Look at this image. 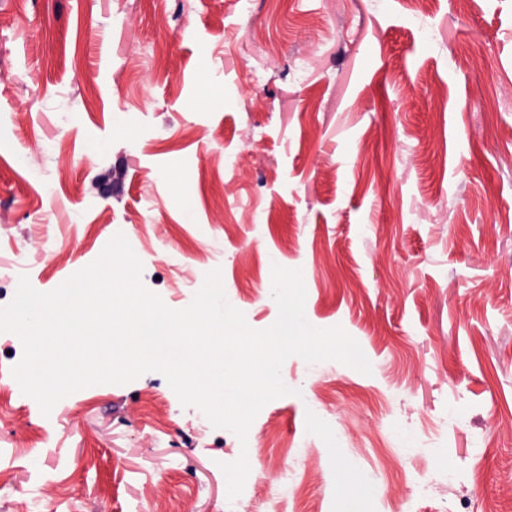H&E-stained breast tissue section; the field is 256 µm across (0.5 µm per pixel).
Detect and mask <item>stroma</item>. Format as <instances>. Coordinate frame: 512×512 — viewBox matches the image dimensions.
<instances>
[{
    "mask_svg": "<svg viewBox=\"0 0 512 512\" xmlns=\"http://www.w3.org/2000/svg\"><path fill=\"white\" fill-rule=\"evenodd\" d=\"M119 232L168 307L217 268L257 330L300 270L372 372L288 357L242 442L158 372L43 415L0 332V512H268L231 506L242 454L288 512L450 466L417 512L512 499V0H0V307Z\"/></svg>",
    "mask_w": 512,
    "mask_h": 512,
    "instance_id": "stroma-1",
    "label": "stroma"
}]
</instances>
